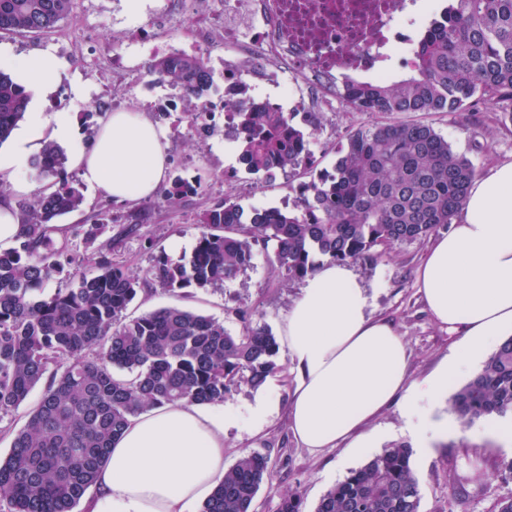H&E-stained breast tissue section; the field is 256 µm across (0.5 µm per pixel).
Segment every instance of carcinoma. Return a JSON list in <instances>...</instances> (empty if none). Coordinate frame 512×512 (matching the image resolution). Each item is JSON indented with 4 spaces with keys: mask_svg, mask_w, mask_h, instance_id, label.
<instances>
[{
    "mask_svg": "<svg viewBox=\"0 0 512 512\" xmlns=\"http://www.w3.org/2000/svg\"><path fill=\"white\" fill-rule=\"evenodd\" d=\"M70 10L71 0H0V33L47 32ZM151 71L182 92L190 125L206 120L214 74L203 56L164 55ZM344 84V106L354 112H462L484 101L512 121V0H449L422 36L408 77L348 75ZM28 102L25 88L0 70V144ZM234 107L232 136L248 173L273 179L302 166L310 180L286 211L246 210L229 199L203 210L190 258L159 257L148 270L167 291L224 286L251 266L259 244L272 248L275 268L290 280L311 275L322 257L347 263L381 256L453 223L476 176L471 159L420 122L358 128L332 168L316 172L302 164L308 139L287 113L240 100ZM67 162L54 143L32 159L53 190L22 206L24 239L0 253V415L17 410L49 377L0 458V498L10 512H73L130 417L181 402L221 404L243 385L255 390L274 373L279 352L266 324L234 334L222 321L179 307L126 318L141 282L112 264V240H99L104 224L91 225L84 253L69 258V286L45 292L64 252L47 236L48 225L83 204ZM198 189V181L177 177L166 198L174 204ZM88 262L95 273L82 270ZM448 404L464 429L484 417H512V336ZM412 454L402 444L385 449L328 490L314 512H420ZM263 486L278 493L277 512H306L299 491L274 486L269 458L258 452L238 458L201 512H252Z\"/></svg>",
    "mask_w": 512,
    "mask_h": 512,
    "instance_id": "1",
    "label": "carcinoma"
}]
</instances>
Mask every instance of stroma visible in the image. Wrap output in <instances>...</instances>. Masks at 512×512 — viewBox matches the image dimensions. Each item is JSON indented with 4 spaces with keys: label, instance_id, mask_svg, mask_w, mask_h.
I'll list each match as a JSON object with an SVG mask.
<instances>
[{
    "label": "stroma",
    "instance_id": "35a3bbf8",
    "mask_svg": "<svg viewBox=\"0 0 512 512\" xmlns=\"http://www.w3.org/2000/svg\"><path fill=\"white\" fill-rule=\"evenodd\" d=\"M143 37L202 55L214 72L209 99L223 103L224 0H207L202 6L194 0H147L145 13L136 23L128 19L126 0H72L69 16L54 31L0 35V48L12 55L28 57L49 47L62 59L64 67L54 79L56 89L45 109L76 113L83 142L94 140L107 113L124 109L148 113L167 133L170 177L199 181L197 194L174 206L167 203L161 190L151 198L124 204L109 202L88 190L82 209L62 217L67 227L64 246L80 252L88 225L99 223L103 215L113 216L106 231L112 239V261L141 279L159 256L177 262L191 255L201 231L195 220L201 210L227 198L245 208L277 207L292 202L298 184L305 179L303 172L296 170L271 180L247 174L225 180V170L236 169L238 162L231 140L224 136L223 113L215 114L205 133L191 127L177 111L159 118L157 105L176 99V90L158 82L149 71V60H142L137 69L116 64L115 53ZM76 78L87 89L80 98L71 92ZM416 121L442 133L455 151L475 163L478 173L512 161V122L480 104L464 112L393 114L352 112L341 106L323 113L310 133L316 165L331 168L337 148L354 129ZM428 245L425 239L406 242L390 254L349 264L367 290L369 313L390 319L404 338L410 356L409 376L414 380L433 373L461 340L460 335L434 323L420 300L416 269ZM272 260L265 250H257L251 267L218 288L169 292L147 285L126 315L132 319L176 306L215 317L235 333L242 331L248 318L279 329L304 283L288 280L275 270ZM435 415L448 422L444 443L426 451L414 449L412 455L420 482V512H492L498 499L512 496V477L499 468L507 452L489 435L491 426L500 424V417L482 418L464 430L447 403H440ZM224 438L227 465H234L246 452H259L270 459L275 486L261 488L254 512H276L278 490L289 488L298 489L307 512H314L329 489L370 459L369 454L356 455L340 447L323 453L302 448L283 411L270 419L260 435H252L244 420L225 430Z\"/></svg>",
    "mask_w": 512,
    "mask_h": 512
}]
</instances>
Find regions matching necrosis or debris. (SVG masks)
Listing matches in <instances>:
<instances>
[{
    "instance_id": "1",
    "label": "necrosis or debris",
    "mask_w": 512,
    "mask_h": 512,
    "mask_svg": "<svg viewBox=\"0 0 512 512\" xmlns=\"http://www.w3.org/2000/svg\"><path fill=\"white\" fill-rule=\"evenodd\" d=\"M418 0H224V88L283 111L330 112L345 74L388 78L410 64L405 29L423 26Z\"/></svg>"
}]
</instances>
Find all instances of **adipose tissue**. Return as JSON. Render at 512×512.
Wrapping results in <instances>:
<instances>
[{
    "instance_id": "ef3b65f1",
    "label": "adipose tissue",
    "mask_w": 512,
    "mask_h": 512,
    "mask_svg": "<svg viewBox=\"0 0 512 512\" xmlns=\"http://www.w3.org/2000/svg\"><path fill=\"white\" fill-rule=\"evenodd\" d=\"M0 67L24 81L33 102L26 126L0 150V174L13 193L32 192L23 171L48 141L68 145L83 183L114 202L149 198L165 182L166 136L145 113H110L88 148L71 113L42 107L60 69L51 50L25 58L0 52ZM417 284L430 317L463 337L453 358L421 380L409 377L408 351L393 323L368 315L367 292L347 267L325 264L308 278L279 336L296 373L290 429L303 447H375L379 434L370 425L394 403L419 447L447 430L433 408L449 378L469 372L481 351L512 331V162L474 179L459 216L420 263ZM231 422L220 404L165 405L130 417L85 512H191L224 479V430Z\"/></svg>"
}]
</instances>
